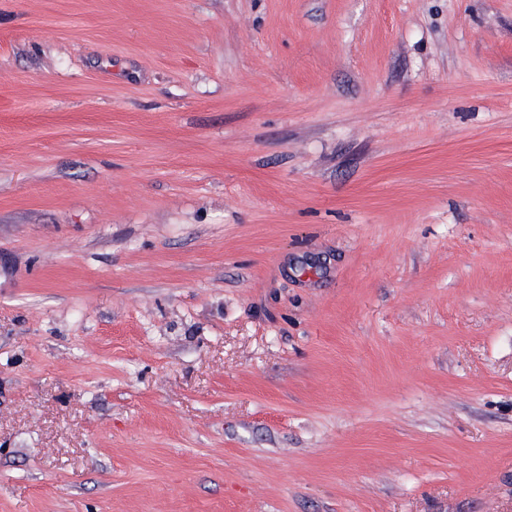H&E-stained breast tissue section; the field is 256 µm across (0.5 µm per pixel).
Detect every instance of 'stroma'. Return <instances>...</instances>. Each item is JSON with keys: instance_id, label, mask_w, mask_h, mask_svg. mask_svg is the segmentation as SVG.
<instances>
[{"instance_id": "1", "label": "stroma", "mask_w": 512, "mask_h": 512, "mask_svg": "<svg viewBox=\"0 0 512 512\" xmlns=\"http://www.w3.org/2000/svg\"><path fill=\"white\" fill-rule=\"evenodd\" d=\"M0 512H512V0H0Z\"/></svg>"}]
</instances>
